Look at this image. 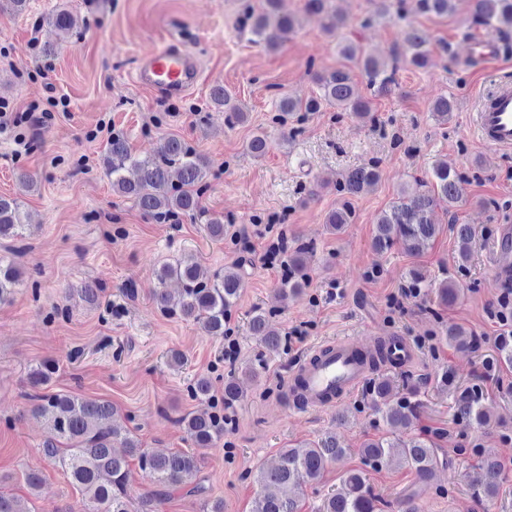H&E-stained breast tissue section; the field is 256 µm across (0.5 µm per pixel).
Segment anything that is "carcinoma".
I'll use <instances>...</instances> for the list:
<instances>
[{
	"mask_svg": "<svg viewBox=\"0 0 512 512\" xmlns=\"http://www.w3.org/2000/svg\"><path fill=\"white\" fill-rule=\"evenodd\" d=\"M452 0H415V10L422 15L442 16L448 13ZM330 0H306L305 9L322 19V28L335 34L346 26L347 18L329 6ZM247 27L253 42L267 51L282 45L284 37L293 32L295 19L278 13V0H260L256 6L244 7ZM378 18L406 19L404 0H375ZM66 38L77 28L78 18L66 9L43 17ZM474 24L496 26L503 31L512 28V0H475ZM338 53L347 65L336 70L317 72L314 75L317 93L306 100L280 98L279 111L285 116H295L302 121L312 112L325 106L338 112H350L360 118L373 112L372 98L391 94L397 86L396 65L385 57L364 53L352 42L338 44ZM404 53L415 67L427 64L430 50L428 41L419 28L407 24ZM357 68L372 91V97L360 95L351 68ZM209 103L224 108L231 125L247 121L248 113L241 104L221 86L209 93ZM455 99L440 96L431 104L433 117L446 124L453 117ZM271 146L269 136L263 131L253 133L246 143V151L254 158L264 157ZM104 163L111 178L112 192L119 197L132 199L144 217L165 222L187 216L206 224L211 238H224V219L207 214L202 197L207 189L210 172L208 163L195 148L183 139L168 136L151 156L140 158L132 153L127 140L117 134L106 147ZM379 178V165L371 161L348 171L336 182V192L342 200L326 219L332 231H342L354 222L355 210L351 198ZM463 173L448 164L436 165L430 179L422 183L424 190L414 194L401 193L396 201L382 210L376 218L373 248L387 252L402 247L410 253H419L440 233L439 225L431 213L439 202L452 209L462 202L460 185ZM27 224L20 201L0 196V238L25 237ZM451 230L456 243L457 262L468 261L473 239L469 224H453ZM313 248L296 247L288 257V276L282 280L283 297L301 293L307 283L306 260ZM21 271L14 261L0 258V303L10 300L19 284ZM158 287L153 289L152 301L157 310L170 317L191 321L208 336L222 338L226 335L228 320L240 296L241 274L231 270L217 272L204 279L192 258L178 259L155 271ZM174 279L180 284L178 301L171 300L165 284ZM410 287L419 293L435 295L441 306L454 303L460 293L456 281L443 274L438 281L427 282L413 273ZM274 310L257 309L251 318L252 334L261 350L242 373L253 379L261 377L267 364V355L280 351L284 337L273 326ZM496 362L512 366V341L502 337L495 345ZM56 365L42 364L30 370L28 383L31 392L27 399L34 414L43 418L48 426V436L42 451L50 459L59 461L74 483L81 486L88 501L85 512H155V496L142 498L138 505L129 500V464L127 457H134L139 468L159 487L168 489L183 483L197 470L196 458L186 452L156 454L141 447L128 430L111 423L116 409L107 401L86 400L70 394L44 393L41 387L50 382ZM232 367L224 376V401L239 400L242 391L238 374ZM214 379L208 374L197 375L190 387L191 397L211 400ZM372 406L383 423L392 429L411 426L416 416L417 403L403 394L389 375L373 380L370 388ZM453 416L457 421L478 428L490 424L483 389L472 385L453 395ZM187 438L203 446L218 440L224 434L222 415L210 412L203 415H186L178 419ZM121 443L127 454L114 451V444ZM433 439L427 435L412 436L394 441L380 436L366 442L360 449L364 466L379 469L396 462L415 472L425 482L438 465ZM346 453L329 431L313 442L292 448H283L278 464L273 468L258 467L248 471L259 487L258 506L254 512H298L297 500L288 495V488L312 485L321 477L326 467ZM501 465L493 460L484 464V477L471 485V495L479 501L492 497L501 479ZM378 497L367 484L363 471L350 473L345 478V491L327 494L322 499L319 512H377Z\"/></svg>",
	"mask_w": 512,
	"mask_h": 512,
	"instance_id": "obj_1",
	"label": "carcinoma"
}]
</instances>
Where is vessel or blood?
Returning a JSON list of instances; mask_svg holds the SVG:
<instances>
[{"mask_svg":"<svg viewBox=\"0 0 512 512\" xmlns=\"http://www.w3.org/2000/svg\"><path fill=\"white\" fill-rule=\"evenodd\" d=\"M468 53L476 64L488 68L501 58L500 43L489 35H474L468 40ZM200 78L195 53L181 38L173 37L139 60L132 81L159 96L179 98L192 91ZM473 125L482 144L500 150L512 149L511 82H501L495 90L480 96ZM490 253L494 282L502 286L511 284V224L500 226ZM384 348L397 368L410 364L415 358L412 346L399 336L386 337ZM360 349L357 339L344 337L320 344L303 354L289 378L300 381L307 397V409L322 411L335 406L363 383L369 370L359 355Z\"/></svg>","mask_w":512,"mask_h":512,"instance_id":"b4317fda","label":"vessel or blood"}]
</instances>
